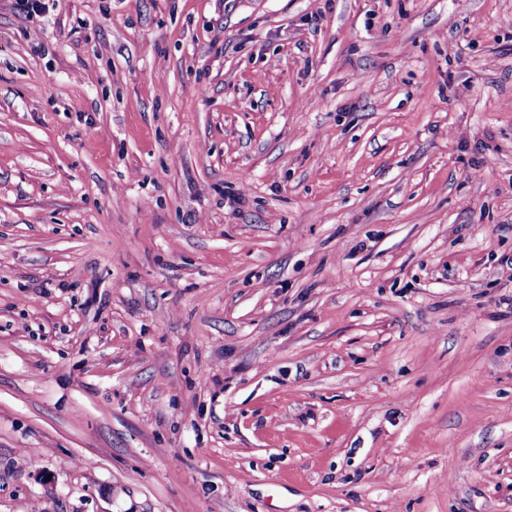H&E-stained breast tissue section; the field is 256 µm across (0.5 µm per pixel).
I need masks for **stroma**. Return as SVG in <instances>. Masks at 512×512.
Instances as JSON below:
<instances>
[{"instance_id":"obj_1","label":"stroma","mask_w":512,"mask_h":512,"mask_svg":"<svg viewBox=\"0 0 512 512\" xmlns=\"http://www.w3.org/2000/svg\"><path fill=\"white\" fill-rule=\"evenodd\" d=\"M0 0V512H512V0Z\"/></svg>"}]
</instances>
